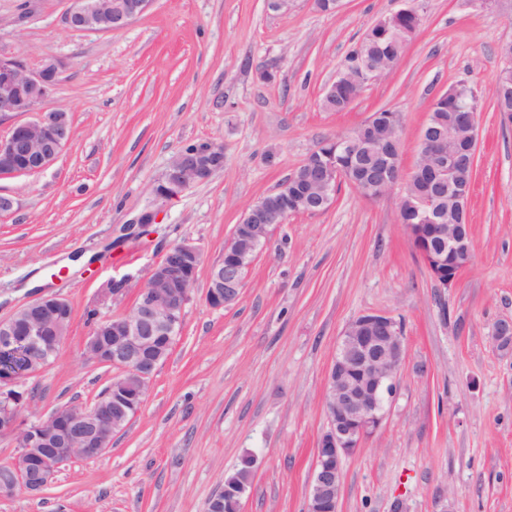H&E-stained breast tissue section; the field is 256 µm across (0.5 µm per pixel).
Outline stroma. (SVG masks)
<instances>
[{"instance_id": "35a3bbf8", "label": "stroma", "mask_w": 512, "mask_h": 512, "mask_svg": "<svg viewBox=\"0 0 512 512\" xmlns=\"http://www.w3.org/2000/svg\"><path fill=\"white\" fill-rule=\"evenodd\" d=\"M405 4L342 0L327 13L314 0L285 11L268 0H152L125 28L73 31L74 0H0V54L33 71L56 62L47 104L72 119L46 171L0 175V195L15 201L0 214V317L39 293L73 310L56 359L16 381L25 398L18 429L0 434V464L17 463L21 429L93 404L114 376L83 357L88 311H128L168 245L202 254L181 332L130 423L105 452L62 464L42 492L0 497V512H206L248 455L241 512H307L327 369L345 326L367 311L399 323L406 354L380 429L344 460L339 512H512V346L494 337L512 319V124L493 98L512 7L415 0L421 25L395 69L348 111L320 107L349 50ZM461 81L479 99L473 254L440 288L400 201L434 98ZM381 109L401 116V182L376 200L343 182L325 211L288 216L238 300L210 306V270L245 211ZM202 143L223 146V170L155 200L171 158ZM147 211L157 224L127 235ZM122 279L125 293L103 300Z\"/></svg>"}]
</instances>
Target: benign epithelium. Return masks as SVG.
<instances>
[{
	"label": "benign epithelium",
	"mask_w": 512,
	"mask_h": 512,
	"mask_svg": "<svg viewBox=\"0 0 512 512\" xmlns=\"http://www.w3.org/2000/svg\"><path fill=\"white\" fill-rule=\"evenodd\" d=\"M149 0H76L65 16L68 28L76 31H112L126 27L148 7ZM58 68L53 61L31 71L18 56L0 55V118L36 112L34 121L17 122L0 138V174H34L48 169L68 144L71 131L68 113L45 107L57 85ZM467 145L477 153V116L438 133L423 126L415 170L434 172L433 192L404 190L401 206L414 212L421 222L432 225L436 244L423 242L409 226L414 246L440 287L452 285L469 264L473 242L468 224V199L475 169L458 163L457 150ZM389 157L402 149L400 120L389 126L384 144ZM224 168V148L210 144L201 150L183 149L173 156L161 179L152 186L158 200L180 195L195 183L207 180ZM310 183L312 195L295 200L296 210L311 212L329 202L327 182ZM276 204L269 202L246 215L235 225L224 244V261L211 271L208 303L223 307L239 298L245 271L267 246ZM201 253L191 243L168 247L161 261L152 266L138 289L133 306L110 328L97 327L84 349V358L100 365L117 366L121 374L150 385L159 368L160 355L153 350L156 336L172 334L182 318L185 302L195 278L188 277L200 265ZM48 297L35 299L0 319V344L23 345L41 356L51 355L66 335L65 323L46 306ZM405 359L402 331L396 320L382 312H365L344 329L327 371L324 405L328 425L320 436L316 462L309 480L308 512H322L339 503L343 461L361 441L381 425L386 407L396 392V382ZM125 409L108 401L91 405L70 404L50 419L22 433L25 462L20 480L23 488L37 494L50 482L59 466L73 458L95 457L112 444L116 416Z\"/></svg>",
	"instance_id": "1"
}]
</instances>
